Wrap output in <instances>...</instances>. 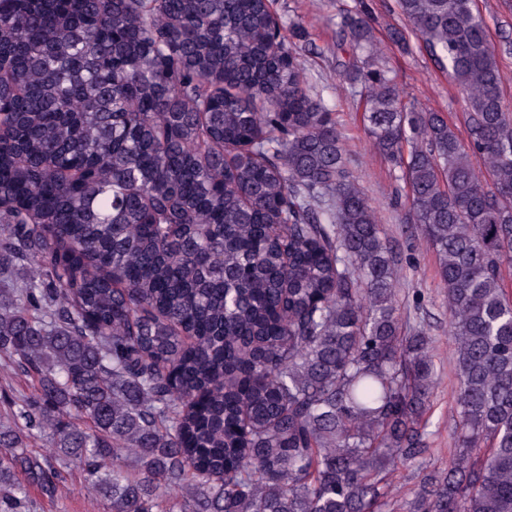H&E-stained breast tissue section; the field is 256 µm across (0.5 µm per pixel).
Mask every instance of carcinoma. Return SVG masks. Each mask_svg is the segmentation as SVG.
<instances>
[{
	"label": "carcinoma",
	"mask_w": 512,
	"mask_h": 512,
	"mask_svg": "<svg viewBox=\"0 0 512 512\" xmlns=\"http://www.w3.org/2000/svg\"><path fill=\"white\" fill-rule=\"evenodd\" d=\"M397 7L465 104L461 133L405 102L340 11L456 347V448L410 509L512 512V106L476 0ZM399 273L270 0H0V373L29 382L0 512L69 463L111 512H373L436 383Z\"/></svg>",
	"instance_id": "carcinoma-1"
}]
</instances>
